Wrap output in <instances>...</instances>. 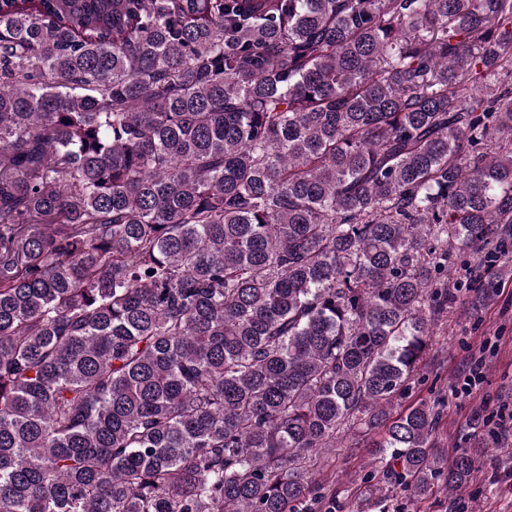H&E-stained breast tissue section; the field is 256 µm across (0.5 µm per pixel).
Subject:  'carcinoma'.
I'll use <instances>...</instances> for the list:
<instances>
[{"instance_id": "1", "label": "carcinoma", "mask_w": 512, "mask_h": 512, "mask_svg": "<svg viewBox=\"0 0 512 512\" xmlns=\"http://www.w3.org/2000/svg\"><path fill=\"white\" fill-rule=\"evenodd\" d=\"M512 224V0H0V512H327Z\"/></svg>"}]
</instances>
